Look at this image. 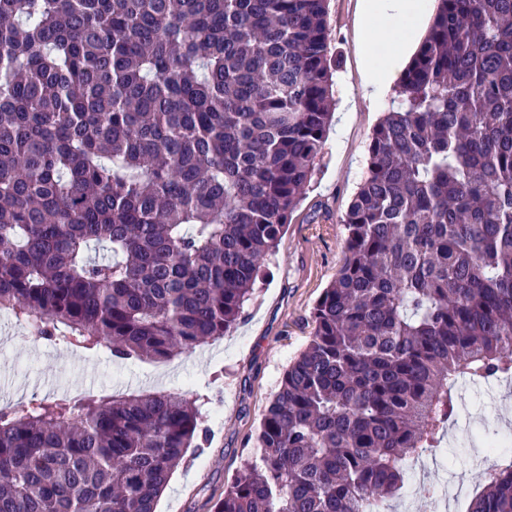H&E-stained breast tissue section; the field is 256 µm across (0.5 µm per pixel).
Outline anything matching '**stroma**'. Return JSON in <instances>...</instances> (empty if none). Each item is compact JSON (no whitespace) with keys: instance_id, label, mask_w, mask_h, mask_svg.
<instances>
[{"instance_id":"obj_1","label":"stroma","mask_w":512,"mask_h":512,"mask_svg":"<svg viewBox=\"0 0 512 512\" xmlns=\"http://www.w3.org/2000/svg\"><path fill=\"white\" fill-rule=\"evenodd\" d=\"M358 7L359 0H330L336 110L325 153L264 278L228 335L169 361L119 363L104 352H76L28 338L9 313H0V406L84 392L106 396L166 390L199 400L208 443L173 472L157 512H213L242 458L256 454L262 414L289 361L306 343L310 311L344 258L339 219L365 176L372 129L395 95L387 90L378 106L360 93ZM458 394L473 429L487 422L512 429V382L497 383L484 395L463 382ZM463 427V421H456L443 442L450 454L465 459V467L453 469L452 475L473 493L481 469L471 463L478 451L465 446Z\"/></svg>"}]
</instances>
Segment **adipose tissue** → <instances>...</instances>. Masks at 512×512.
<instances>
[{"label":"adipose tissue","mask_w":512,"mask_h":512,"mask_svg":"<svg viewBox=\"0 0 512 512\" xmlns=\"http://www.w3.org/2000/svg\"><path fill=\"white\" fill-rule=\"evenodd\" d=\"M433 0H362L359 29L369 37L360 70L362 94L380 102L415 51L432 14Z\"/></svg>","instance_id":"1"}]
</instances>
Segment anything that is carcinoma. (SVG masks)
<instances>
[{"label":"carcinoma","mask_w":512,"mask_h":512,"mask_svg":"<svg viewBox=\"0 0 512 512\" xmlns=\"http://www.w3.org/2000/svg\"><path fill=\"white\" fill-rule=\"evenodd\" d=\"M329 0H0V311L32 337L169 360L234 328L336 106ZM345 257L214 512H379L512 379V0H438ZM200 405L0 408V512H156ZM467 512H512V457Z\"/></svg>","instance_id":"carcinoma-1"}]
</instances>
